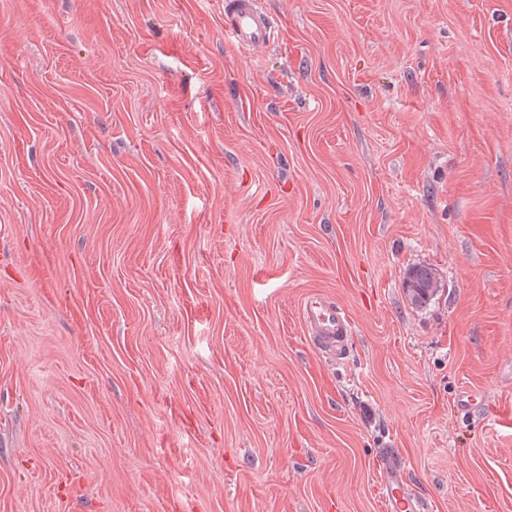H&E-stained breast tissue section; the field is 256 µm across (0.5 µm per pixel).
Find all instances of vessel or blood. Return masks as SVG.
Masks as SVG:
<instances>
[{"mask_svg": "<svg viewBox=\"0 0 512 512\" xmlns=\"http://www.w3.org/2000/svg\"><path fill=\"white\" fill-rule=\"evenodd\" d=\"M224 34L243 48L270 44L274 25L261 0H224ZM302 318L310 342L331 362L344 361L352 347L353 325L348 312L334 300L308 298ZM380 496L385 512H423V504L405 490V466L394 449L382 455Z\"/></svg>", "mask_w": 512, "mask_h": 512, "instance_id": "b4317fda", "label": "vessel or blood"}]
</instances>
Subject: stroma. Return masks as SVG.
<instances>
[{"mask_svg": "<svg viewBox=\"0 0 512 512\" xmlns=\"http://www.w3.org/2000/svg\"><path fill=\"white\" fill-rule=\"evenodd\" d=\"M262 2L0 0V512H512V0ZM224 34L247 49L268 45L275 39L274 25L260 0H225ZM435 280L434 272L428 267L419 266L409 270L405 277V287L411 302L419 307L430 302L437 291V287L429 288ZM307 337L331 362L344 361L352 347L353 325L348 312L334 300L322 296L308 298L302 309ZM383 477L380 496L386 512H421L423 504L405 492V466L394 448H387L382 455Z\"/></svg>", "mask_w": 512, "mask_h": 512, "instance_id": "obj_1", "label": "stroma"}]
</instances>
